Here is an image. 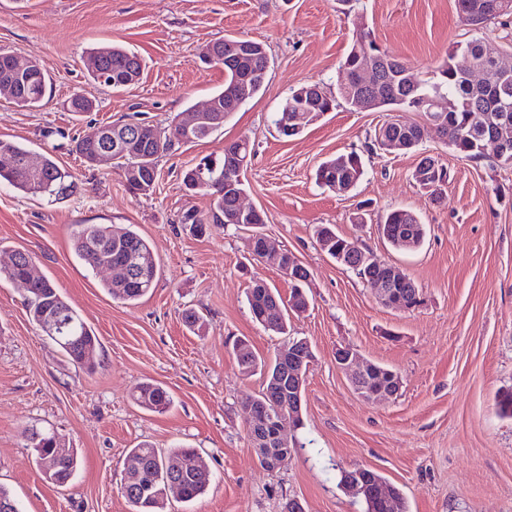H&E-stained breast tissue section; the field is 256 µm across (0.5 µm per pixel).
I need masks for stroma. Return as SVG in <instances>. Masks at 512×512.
Listing matches in <instances>:
<instances>
[{"label": "stroma", "instance_id": "35a3bbf8", "mask_svg": "<svg viewBox=\"0 0 512 512\" xmlns=\"http://www.w3.org/2000/svg\"><path fill=\"white\" fill-rule=\"evenodd\" d=\"M361 23L422 78L473 37L455 0H358L348 14L339 0H0V47L37 60L52 79L39 109L0 97V139L53 151L78 186L55 200L0 185V267L11 250L28 251L98 338L94 369L78 368L32 322L24 287L0 278V488L22 512H131L120 483L127 453L141 442L197 449L213 475L202 496L169 499L165 512H282L290 499L304 512H363L338 484L341 469L356 466L400 488L408 512H512V417L498 405L512 391V168L465 158L434 137L415 153L384 152L371 138L386 113L344 104L295 138L280 136L272 123L292 88L317 82L335 90ZM227 36L265 44L267 82L222 130L164 157L151 196L129 194L113 163L86 167L73 139L87 125L131 116L164 125L223 89V67L203 66L197 54ZM100 44L137 52L139 81L121 90L94 83L85 53ZM77 92L94 111L70 112ZM241 138L253 147L247 204L263 214V233L311 274L308 309L292 317L284 337L249 311L251 282L291 292L275 267L251 257L249 231L214 224L196 236L183 222L210 209L209 197L185 189L183 170ZM353 151L365 164L353 190L315 184L322 160ZM424 155L447 167L443 203L431 202L412 179ZM393 208L421 218L422 247L398 251L380 238L376 224ZM82 224L134 225L160 264L153 292L136 303L112 299L102 287L105 272L74 253ZM319 224L400 266L422 305L403 313L377 303L370 284L320 250ZM188 308L205 316V335L185 325ZM290 337L307 339L315 353L302 446L286 467L268 471L251 446L243 408L261 391L263 375L240 373L232 343L248 339L270 359ZM343 345L397 371L398 395L359 396L335 361ZM146 381L169 391L168 411L136 405L132 394ZM35 430L56 431L77 450L81 465L66 487L37 469Z\"/></svg>", "mask_w": 512, "mask_h": 512}]
</instances>
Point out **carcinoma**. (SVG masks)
<instances>
[{"instance_id": "cac0c4a2", "label": "carcinoma", "mask_w": 512, "mask_h": 512, "mask_svg": "<svg viewBox=\"0 0 512 512\" xmlns=\"http://www.w3.org/2000/svg\"><path fill=\"white\" fill-rule=\"evenodd\" d=\"M496 0H456L459 16L472 31L478 33L490 24L500 23L505 18L512 17L511 6L506 10L494 7ZM237 41L235 37H226L211 42L224 55V89L216 96L224 99V119L241 108L238 98L239 76L251 75L256 91H261L268 77L271 60L262 50L258 42L255 51L250 55L238 56L227 50V46ZM471 46L472 57L483 64L489 76L488 89L493 95L480 90L475 91L466 83L456 67L455 52L448 53L442 63L432 71L426 79L416 78L398 59H393L388 78L390 95L379 91L381 103L379 110L399 112L416 110L413 98L426 97L440 101L441 108L434 112L425 113L426 122L423 124L399 125L392 120L382 123L385 127L384 136L388 141H396L403 151L417 150L423 141L431 134H436L449 149L469 159L486 157V134L483 128L473 120L474 112H486L488 118L496 124H506L512 128V81L507 87L500 86L498 71L491 60L485 57L483 49L486 42L481 37H474L467 42ZM376 47L370 38V33L362 31L356 34L349 52L342 60L344 65H354L361 61L365 49ZM89 56L99 60V70L89 72L97 82L121 89L139 80L142 72L140 57L133 51L117 46H97L89 49ZM50 79L40 63L33 66V74L29 77L14 79L15 103L21 107L38 108L44 105ZM299 89L306 91V99L311 106L320 111L332 110L338 102L346 104L363 96V91L357 85L338 84L336 94L327 93L319 84H303ZM295 101L291 93L284 101L279 112L275 114L273 124L276 131L284 137H294L299 132L294 130L295 123L291 122L293 110L287 105ZM109 130L120 129L125 138L126 148L112 152V161L121 168L126 189L135 196H148L156 186L159 178L158 164L161 158L169 155L176 144L195 143L207 139L213 132L200 128L184 136V139L172 140L168 135L145 143L135 138L133 126L122 122L106 125ZM9 153L16 159V165L11 168L0 167V181L6 182L15 190L32 195L57 197L70 195L76 191V185L69 181L71 175L61 168L54 157L45 154L40 159V179L36 180L21 166V162L31 151L12 141L0 140V153ZM252 155V147L247 144L239 147L229 144L224 147L221 159H211L205 166L195 165L183 175V183L189 190L207 195L212 200L211 214L188 215L185 223L191 224L203 233L206 226L214 221L221 224H234L243 229H249L255 236H263L260 228L265 224L263 214L256 210L246 213L237 212L235 197L224 192V166L236 167L245 158ZM365 174L361 155L356 152L341 154L329 158L319 164L315 171V181L321 187L330 190L336 185L355 187ZM413 180L417 187L432 200H444V185L447 181V169L439 159L431 156L422 158L415 167ZM378 232L390 245L401 237H413L416 245L423 244L426 227L412 211L396 208L387 211L380 219ZM317 244L321 251L330 258H336V252H342L349 268L364 278H384L386 270L383 262L372 252L357 241L336 233V230L321 224L315 230ZM73 248L76 256L91 268L107 261L112 263L124 262L131 267V274L122 284L110 281L103 288L112 298L127 303H136L144 298L159 276V264L155 258L151 244L143 238L132 225L118 227L112 224H84L73 238ZM18 256V262L3 269L6 278L14 281L27 272V266L32 257L21 250L13 251ZM308 276V270L298 264L291 268L290 282L292 294L289 299L282 298L278 290L268 287L261 282L253 283L247 291V303L254 320L266 330L275 334L288 335V320L290 313L300 314L306 311L309 301L303 289L302 279ZM397 299L409 305L420 295L411 278H406L400 284L392 285ZM26 308L33 322L39 328L54 321L63 328V337L55 340L68 358L78 366L92 363L89 352L96 348V337L87 327L84 320L72 310L53 285L44 275L36 276L27 289ZM233 354L237 365L244 375H250L257 369L265 371L262 390L255 397L259 403L268 401V397L282 392L288 393V383L277 379L282 363L280 355H275L271 363L258 358L245 340L233 344ZM134 401L147 411L162 413L171 405L172 399L163 387L145 383L136 387L133 393ZM31 439L35 451V464L53 452L57 434L54 432H32ZM170 456L183 461L184 468L178 475H173L165 467L167 456L148 443H142L130 449L126 460L135 465H143L155 471L157 480L150 489H142L135 482L132 469H124L120 484L122 496L132 506V512H163L169 499L168 485L179 481L182 486L184 502H191L202 495L212 481V475H202L194 467L198 452L194 448H176ZM361 479L369 488L386 484V480L378 472L366 467H354L340 470L339 485L347 488L355 479ZM392 503L398 512H407L406 500L401 490L393 486L389 488ZM365 512H391L392 507L384 497L369 494L362 498Z\"/></svg>"}]
</instances>
